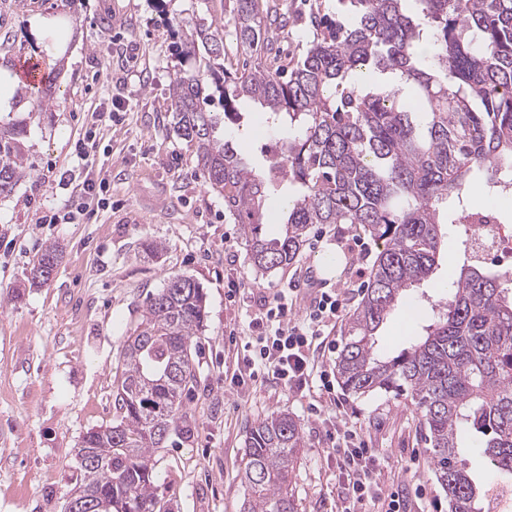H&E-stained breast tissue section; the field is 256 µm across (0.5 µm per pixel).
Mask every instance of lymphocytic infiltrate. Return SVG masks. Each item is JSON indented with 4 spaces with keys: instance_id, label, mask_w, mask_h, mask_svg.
Instances as JSON below:
<instances>
[{
    "instance_id": "f902f5d3",
    "label": "lymphocytic infiltrate",
    "mask_w": 512,
    "mask_h": 512,
    "mask_svg": "<svg viewBox=\"0 0 512 512\" xmlns=\"http://www.w3.org/2000/svg\"><path fill=\"white\" fill-rule=\"evenodd\" d=\"M295 302L287 289H279L262 304L252 324L258 335L243 337L239 355L249 378H273L286 389H302L312 381L334 390L329 371L318 369L313 354L324 329L338 317L341 306L332 288L320 289L304 317H296ZM336 453L348 481V504L343 512H363L370 499L367 478L374 462L373 449L345 431L333 434Z\"/></svg>"
}]
</instances>
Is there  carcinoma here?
I'll return each mask as SVG.
<instances>
[{"label": "carcinoma", "instance_id": "cac0c4a2", "mask_svg": "<svg viewBox=\"0 0 512 512\" xmlns=\"http://www.w3.org/2000/svg\"><path fill=\"white\" fill-rule=\"evenodd\" d=\"M237 42L254 53L242 69L224 66V26L197 24L175 45L179 58L209 56L204 72L185 70L172 85L177 136L194 148L205 185L224 195V213L240 225L252 265L264 272L293 264L313 224H349L378 245L367 289L344 327L335 361L344 389L406 395L419 414L435 476L450 512H483L486 490L459 455L466 434L501 474L512 476V278L468 265L437 301L425 334L394 356L374 335L407 292L429 279L448 225L483 212L470 187L512 195V0H338L346 26L314 16L315 35L296 63L272 55L276 13L236 0ZM385 76L363 85L362 70ZM224 115L244 100L269 109L282 133L267 168L256 170L214 135L204 111L209 88ZM26 123L0 125V196L25 173ZM298 187L282 229L269 237L266 200ZM59 261L45 247L30 281L42 286ZM205 319L203 289L176 276L146 301L123 346L117 421L79 442L71 498L93 512H171L156 494L154 452L179 428L183 398L197 383L193 337ZM304 448L300 423L273 413L249 429L242 469L247 512H295L289 474Z\"/></svg>", "mask_w": 512, "mask_h": 512}]
</instances>
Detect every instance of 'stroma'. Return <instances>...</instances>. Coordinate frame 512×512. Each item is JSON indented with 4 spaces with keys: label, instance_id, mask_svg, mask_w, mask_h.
<instances>
[{
    "label": "stroma",
    "instance_id": "stroma-1",
    "mask_svg": "<svg viewBox=\"0 0 512 512\" xmlns=\"http://www.w3.org/2000/svg\"><path fill=\"white\" fill-rule=\"evenodd\" d=\"M258 3L287 16L271 37L291 62L312 38L311 15L336 13V0ZM235 13L236 0H0V70L20 59L61 68L44 104L25 97L22 80L0 93V124L27 123L32 168L0 196V512H64L81 437L116 419L124 342L147 296L175 275L202 286L207 318L193 339L198 386L184 402L186 429L152 457L157 493L172 512H243L246 434L280 411L299 420L304 440L291 474L296 512L341 510L345 480L330 449L332 424L376 449L378 497L400 485L405 512H449L411 400L232 379V338L247 331L262 298L301 284L313 267L352 313L378 252L366 236L317 224L287 269L252 267L238 225L224 216L223 194L205 186L192 148L173 130L170 95L181 70L172 50L180 24L224 21L227 57L241 67ZM240 110L243 127L225 123L224 135L251 167L265 168L279 133L259 103ZM81 143L91 148L94 175L109 184L98 205L58 176L62 168L82 171ZM73 210V223H50ZM148 241L162 243L158 256L144 252ZM48 245L58 247V265L46 285L30 287L32 262ZM472 259L465 234L450 230L432 278L380 329L383 354L409 346L431 302Z\"/></svg>",
    "mask_w": 512,
    "mask_h": 512
}]
</instances>
